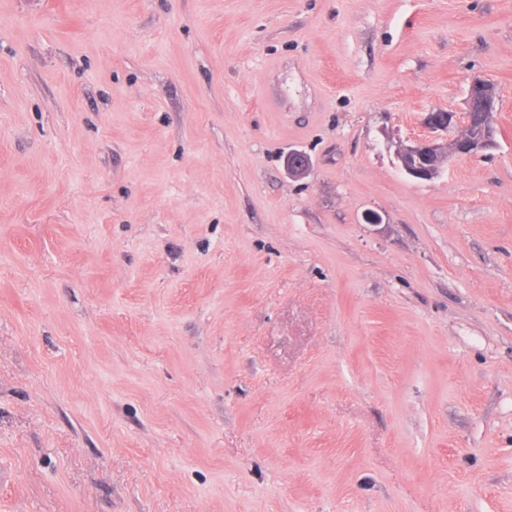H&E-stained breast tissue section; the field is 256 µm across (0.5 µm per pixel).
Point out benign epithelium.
I'll return each instance as SVG.
<instances>
[{"label":"benign epithelium","instance_id":"1","mask_svg":"<svg viewBox=\"0 0 512 512\" xmlns=\"http://www.w3.org/2000/svg\"><path fill=\"white\" fill-rule=\"evenodd\" d=\"M496 92L491 83L475 78L470 81L464 111L436 110L426 113L423 125L427 135L421 139L398 143L396 157L407 175L430 181L440 175L455 157H475L496 146L494 112ZM288 173L306 176L311 167L309 157L295 151L285 161Z\"/></svg>","mask_w":512,"mask_h":512}]
</instances>
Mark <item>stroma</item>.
I'll use <instances>...</instances> for the list:
<instances>
[{"instance_id": "35a3bbf8", "label": "stroma", "mask_w": 512, "mask_h": 512, "mask_svg": "<svg viewBox=\"0 0 512 512\" xmlns=\"http://www.w3.org/2000/svg\"><path fill=\"white\" fill-rule=\"evenodd\" d=\"M0 512H512V0H0ZM477 98L484 100L482 112H475L478 128H469L471 120L465 116L474 112ZM496 92L489 81L475 78L470 81L463 112L436 110L426 113L423 125L427 135L421 139L398 143L396 157L400 169L407 175L430 181L440 175L445 165L455 157L483 155L496 146L494 112Z\"/></svg>"}]
</instances>
